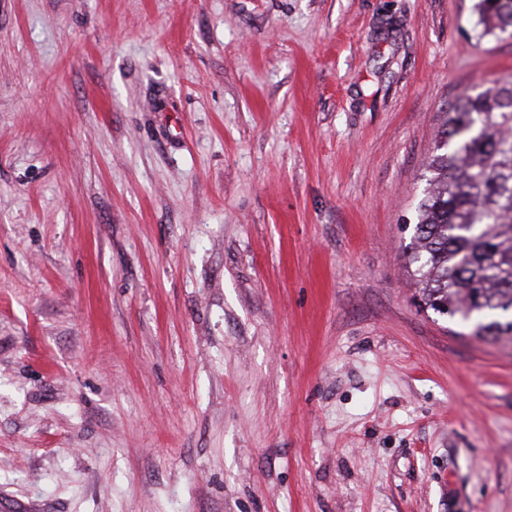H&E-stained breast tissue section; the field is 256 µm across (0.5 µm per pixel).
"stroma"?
<instances>
[{"label": "stroma", "mask_w": 512, "mask_h": 512, "mask_svg": "<svg viewBox=\"0 0 512 512\" xmlns=\"http://www.w3.org/2000/svg\"><path fill=\"white\" fill-rule=\"evenodd\" d=\"M471 0H0V505L512 512V344L405 264Z\"/></svg>", "instance_id": "35a3bbf8"}]
</instances>
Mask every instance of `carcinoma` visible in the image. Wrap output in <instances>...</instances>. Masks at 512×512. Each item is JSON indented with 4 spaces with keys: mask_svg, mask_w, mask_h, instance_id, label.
<instances>
[{
    "mask_svg": "<svg viewBox=\"0 0 512 512\" xmlns=\"http://www.w3.org/2000/svg\"><path fill=\"white\" fill-rule=\"evenodd\" d=\"M473 12L481 36H512V0H475ZM424 180L404 248L419 306L512 343V81L452 104Z\"/></svg>",
    "mask_w": 512,
    "mask_h": 512,
    "instance_id": "1",
    "label": "carcinoma"
}]
</instances>
